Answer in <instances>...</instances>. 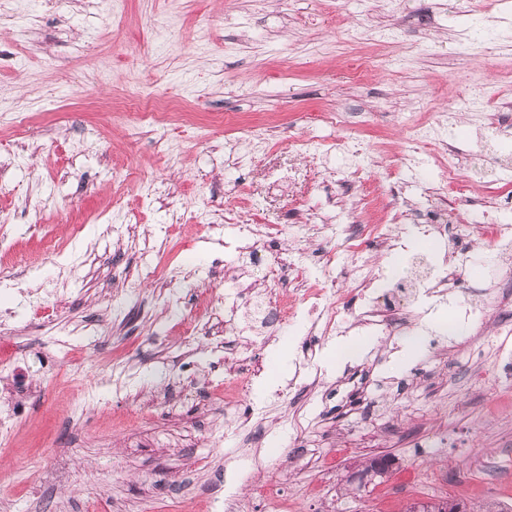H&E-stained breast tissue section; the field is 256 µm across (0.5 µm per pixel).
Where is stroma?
<instances>
[{
	"label": "stroma",
	"instance_id": "obj_1",
	"mask_svg": "<svg viewBox=\"0 0 512 512\" xmlns=\"http://www.w3.org/2000/svg\"><path fill=\"white\" fill-rule=\"evenodd\" d=\"M114 26L101 0L49 9L28 0L0 5V125L30 115L24 135L0 137V325L24 356L41 338L68 337V357L48 380L47 399L16 430L15 451L0 460V512H185L216 491L235 493L241 512H404L432 496L474 503L495 498L512 512V319L493 311L512 271L505 250L472 224L456 240L483 259L473 294L435 293L447 253L442 241L396 225L390 247L371 253L368 270L393 297H407L409 321L392 334L355 335L365 298L344 289L335 335L321 336L320 311L275 322L255 347L250 337L180 339L198 295L213 288L210 267L249 268L248 244L265 226L280 229V254L304 250L306 274L321 272L322 240L298 231L297 211L338 223L355 198L335 200L351 181L347 155L300 158L297 137L327 140L311 112H372L349 143L374 156L364 177L385 179L392 154L411 134L405 120L434 101L445 124L439 148L421 150L401 170L402 207L434 201L438 152L465 160L485 151L475 180L512 158L494 111L449 119L462 95L512 71V0L491 14L475 0H114ZM363 42L396 33L381 64L355 84L353 48L337 15ZM488 42L501 58L478 55ZM162 107L165 123L136 134L104 112ZM273 126L252 152L222 120ZM212 211L217 231L197 219ZM178 271L181 302L163 286ZM251 369L241 403L214 409L224 383ZM186 388L160 406L177 377ZM289 391V403L278 395ZM388 457V471L357 482L362 462ZM272 497L248 494L251 481Z\"/></svg>",
	"mask_w": 512,
	"mask_h": 512
}]
</instances>
